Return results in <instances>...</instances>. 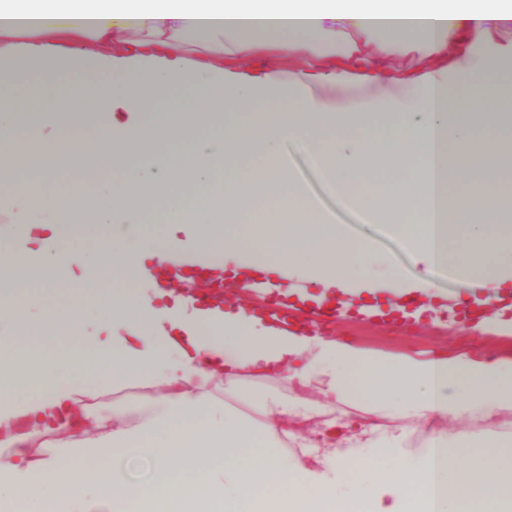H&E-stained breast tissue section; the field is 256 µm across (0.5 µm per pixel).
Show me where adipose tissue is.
Segmentation results:
<instances>
[{"instance_id": "ef3b65f1", "label": "adipose tissue", "mask_w": 512, "mask_h": 512, "mask_svg": "<svg viewBox=\"0 0 512 512\" xmlns=\"http://www.w3.org/2000/svg\"><path fill=\"white\" fill-rule=\"evenodd\" d=\"M510 23L512 0H0V73L39 70L55 98L0 97V175L12 180L26 151L16 128L31 130L44 157L43 180L13 183L0 209V272L24 297L45 298L63 252L73 293L109 281L128 294L149 267L186 263L191 233L212 261L246 271L261 261L285 281L348 287L369 245L310 223L276 156L294 139L339 194L363 198L384 178L395 201L412 200L424 222L412 251L426 269L453 270L473 288L511 283L501 255L512 207L498 175L512 165L500 135L512 96L490 79L502 63L492 35ZM80 69L102 77L57 78ZM376 99L391 112L374 133ZM162 101L161 121L148 123ZM201 112L215 113L218 134L198 136ZM89 135L112 165L86 195L56 170ZM160 138L177 159L156 148ZM176 179L187 191L172 192ZM160 197L167 233L86 247L90 230L144 225ZM284 212L300 219L294 239L268 251L249 217ZM88 371L116 390L135 382L160 393L135 423L82 441L76 432L102 420L74 378ZM354 410L371 421L343 440L294 431ZM506 411L512 358L387 356L251 304L224 309L168 277L114 310L79 360L44 366L0 352V499L20 512H458L455 495L438 490L445 483L479 512H512V461L488 433ZM391 416H474L484 429L407 452L405 430L383 425ZM38 435L48 441L30 452ZM287 439L301 455L285 453ZM139 459L152 464L144 484L128 467ZM355 463L370 474L362 490L349 480Z\"/></svg>"}]
</instances>
